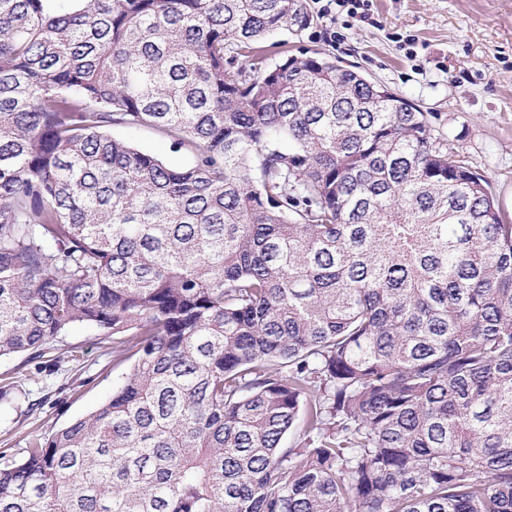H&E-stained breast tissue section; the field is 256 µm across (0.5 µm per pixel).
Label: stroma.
Returning <instances> with one entry per match:
<instances>
[{
  "label": "stroma",
  "mask_w": 512,
  "mask_h": 512,
  "mask_svg": "<svg viewBox=\"0 0 512 512\" xmlns=\"http://www.w3.org/2000/svg\"><path fill=\"white\" fill-rule=\"evenodd\" d=\"M373 12L372 25L316 14L301 34H271L264 53L273 63L323 51L434 113V137L483 174L512 214V0H373ZM113 134L175 165L190 159L149 127ZM125 370L111 339L85 326L60 337L47 357L0 359V451L22 456L29 434L88 414Z\"/></svg>",
  "instance_id": "35a3bbf8"
}]
</instances>
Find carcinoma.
<instances>
[{
  "label": "carcinoma",
  "instance_id": "carcinoma-1",
  "mask_svg": "<svg viewBox=\"0 0 512 512\" xmlns=\"http://www.w3.org/2000/svg\"><path fill=\"white\" fill-rule=\"evenodd\" d=\"M313 21L0 0V358L84 325L130 363L0 451V512H512V218L433 113L268 64ZM112 135L126 138L136 147L155 153L174 165L184 164L190 160V155L185 151L173 152L170 142L150 127H142L137 130L113 128Z\"/></svg>",
  "mask_w": 512,
  "mask_h": 512
}]
</instances>
